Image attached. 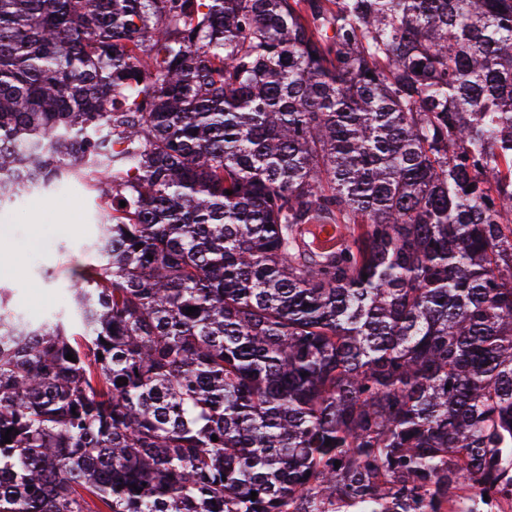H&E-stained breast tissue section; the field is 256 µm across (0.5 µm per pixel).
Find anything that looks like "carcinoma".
<instances>
[{"instance_id":"cac0c4a2","label":"carcinoma","mask_w":512,"mask_h":512,"mask_svg":"<svg viewBox=\"0 0 512 512\" xmlns=\"http://www.w3.org/2000/svg\"><path fill=\"white\" fill-rule=\"evenodd\" d=\"M70 181L0 512L512 498V0H0V206Z\"/></svg>"}]
</instances>
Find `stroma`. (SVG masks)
I'll use <instances>...</instances> for the list:
<instances>
[{"mask_svg":"<svg viewBox=\"0 0 512 512\" xmlns=\"http://www.w3.org/2000/svg\"><path fill=\"white\" fill-rule=\"evenodd\" d=\"M99 210L76 182L52 195L23 196L0 208V284L26 320L50 317L68 296L70 270L88 263Z\"/></svg>","mask_w":512,"mask_h":512,"instance_id":"obj_1","label":"stroma"}]
</instances>
